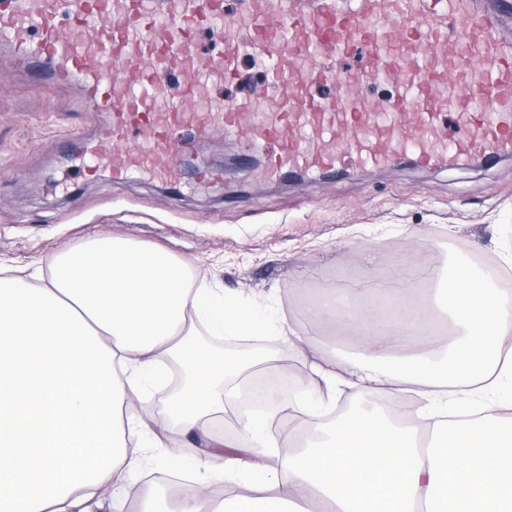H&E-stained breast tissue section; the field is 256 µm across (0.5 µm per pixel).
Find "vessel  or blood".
<instances>
[{"label": "vessel or blood", "instance_id": "b4317fda", "mask_svg": "<svg viewBox=\"0 0 512 512\" xmlns=\"http://www.w3.org/2000/svg\"><path fill=\"white\" fill-rule=\"evenodd\" d=\"M0 46L101 114L105 150L79 167L86 178L106 166L116 179L138 169L179 185L184 132L264 147L269 179L403 156L446 168L512 143V41L474 0H239L233 16L224 0H0ZM243 54L265 66V86L246 100L209 98L236 79ZM349 58L360 61L354 81L395 84L384 111L342 90L336 63ZM187 94L204 108L184 111Z\"/></svg>", "mask_w": 512, "mask_h": 512}]
</instances>
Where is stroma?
<instances>
[{
    "label": "stroma",
    "mask_w": 512,
    "mask_h": 512,
    "mask_svg": "<svg viewBox=\"0 0 512 512\" xmlns=\"http://www.w3.org/2000/svg\"><path fill=\"white\" fill-rule=\"evenodd\" d=\"M77 92L17 75L0 50V264L23 276L95 236L157 245L187 262L197 282L224 289L265 314L297 310L302 291L346 288L411 261L451 280L456 245L490 286L511 285L512 157L429 169L396 161L297 182L267 181L237 140L210 137L186 150L193 171L215 172L200 189H171L132 174L78 176L72 152L92 145ZM242 160L225 165L229 156ZM182 453L151 449L150 473L204 478L201 443L172 429Z\"/></svg>",
    "instance_id": "35a3bbf8"
}]
</instances>
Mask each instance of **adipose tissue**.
<instances>
[{
    "label": "adipose tissue",
    "mask_w": 512,
    "mask_h": 512,
    "mask_svg": "<svg viewBox=\"0 0 512 512\" xmlns=\"http://www.w3.org/2000/svg\"><path fill=\"white\" fill-rule=\"evenodd\" d=\"M32 277L0 269V512H101L102 492L127 485L150 504L147 451L163 447L174 424L200 435V466L240 487L222 512H512V419L498 404L512 392L511 288L462 277L415 303L391 289L381 320L372 317L383 296L375 288L346 290L340 313L314 300L308 321L344 325L365 348L328 361L295 324L260 317L196 285L185 262L119 238L92 239ZM430 308L450 313L455 332L424 350L419 321ZM200 322L287 337L309 365L293 404L309 427L281 430L286 414L272 407L214 432L222 384L248 364L192 344ZM178 360L189 371L182 394L155 406L150 389ZM461 385L481 404L452 421L448 390ZM350 388L385 392L398 406L415 393L427 405L404 426L363 411L320 436L317 415ZM255 448L264 461H244Z\"/></svg>",
    "instance_id": "ef3b65f1"
}]
</instances>
